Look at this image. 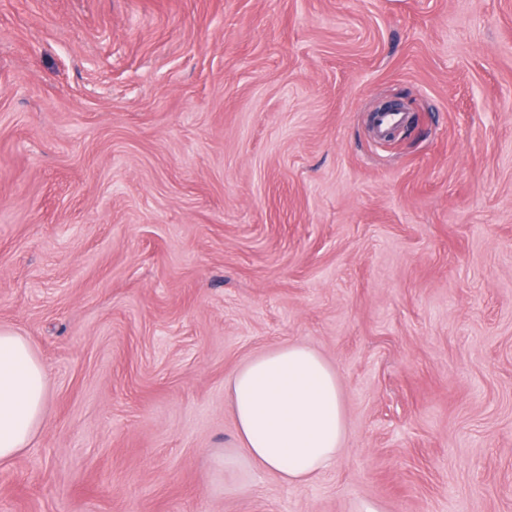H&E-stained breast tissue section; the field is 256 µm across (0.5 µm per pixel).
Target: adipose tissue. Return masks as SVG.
<instances>
[{
  "instance_id": "ef3b65f1",
  "label": "adipose tissue",
  "mask_w": 512,
  "mask_h": 512,
  "mask_svg": "<svg viewBox=\"0 0 512 512\" xmlns=\"http://www.w3.org/2000/svg\"><path fill=\"white\" fill-rule=\"evenodd\" d=\"M47 379L28 339L0 329V461L30 444L44 416ZM227 389L239 448L217 457V468L243 458L301 486L335 464L345 432L343 397L335 370L317 352L279 345L243 364Z\"/></svg>"
}]
</instances>
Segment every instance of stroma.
<instances>
[{
  "label": "stroma",
  "instance_id": "stroma-1",
  "mask_svg": "<svg viewBox=\"0 0 512 512\" xmlns=\"http://www.w3.org/2000/svg\"><path fill=\"white\" fill-rule=\"evenodd\" d=\"M0 328L48 369L0 512H512V0H0ZM284 343L342 451L221 473Z\"/></svg>",
  "mask_w": 512,
  "mask_h": 512
}]
</instances>
